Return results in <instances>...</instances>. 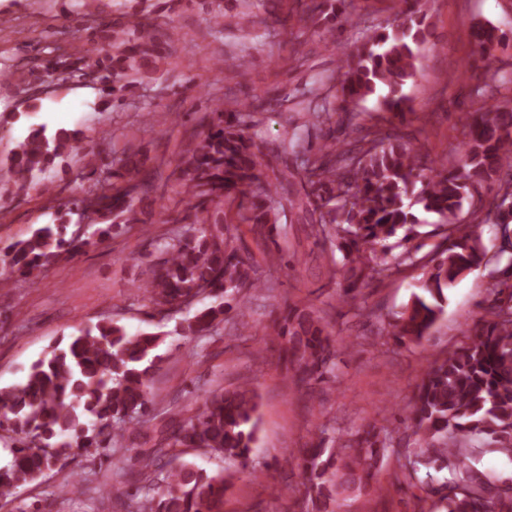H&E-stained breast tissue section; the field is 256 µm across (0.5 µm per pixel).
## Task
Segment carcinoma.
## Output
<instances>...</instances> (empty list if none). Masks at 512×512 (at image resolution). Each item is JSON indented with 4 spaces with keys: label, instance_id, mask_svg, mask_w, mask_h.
Instances as JSON below:
<instances>
[{
    "label": "carcinoma",
    "instance_id": "1",
    "mask_svg": "<svg viewBox=\"0 0 512 512\" xmlns=\"http://www.w3.org/2000/svg\"><path fill=\"white\" fill-rule=\"evenodd\" d=\"M338 18L336 0L306 6L298 22L329 25ZM491 23L471 30L476 52L484 54L503 37ZM432 25L420 10L400 9L393 22L364 32L362 43L339 58L338 124L353 138H336L328 129L316 152L300 147L297 134L283 138L295 167L280 169L275 156L263 153L255 138L253 112L263 107L240 103L226 112L208 113L206 129L182 150L174 175L178 210L161 208V223L172 228L154 240L155 259L140 283L149 306L163 312L199 294L213 299L186 319L184 331L207 336L225 316L244 317L239 295L261 287L257 266L241 254L236 237L224 225V201H238L240 223L261 239L272 235L281 218L305 224L322 253L342 256L339 272L345 294L355 300L359 288L383 281L403 266H420L422 277L408 303L392 314L394 338L420 343L445 314L448 288L481 267L489 269L488 305L475 323L474 337L434 360L417 384L402 436L382 427L358 431L346 439H311L298 455L304 473L307 512H341L345 496L361 492L383 467L388 449L415 446L411 472L447 470L448 477L429 492L444 512H512V478L500 482L484 471L474 442H488L512 462V103L494 95L498 79L473 90L477 108L459 164L436 165L413 144L410 133L393 125L359 121L351 110L380 91L384 111L402 117L411 110L402 88L422 62ZM154 36L131 19L112 38L110 49L91 53L62 51L46 60L40 83H66L92 77L100 91L115 100L136 80L157 51ZM308 122L327 125V104L307 108ZM28 113L12 119L28 129L7 163L0 184L10 196L25 194L43 182L41 194L53 207L75 214L70 224H40L30 235L0 254V288H17L51 266L70 261L86 247L126 233L140 223L137 204L155 193L154 174L140 151L100 159L92 151L76 178L83 194L57 198L49 180L56 159L80 149L78 133L31 125ZM439 217L435 229L421 233L418 211ZM492 232L486 244L480 228ZM403 248L390 264L378 254L391 248L399 231ZM440 235L430 258L420 257L421 235ZM280 351L297 383L327 382L336 377V354L328 324L316 312L289 307L283 325L274 329ZM162 334L131 333L112 320L58 343L30 368L24 383L0 387V431L16 436L12 458L0 466V501L37 481L50 460L77 448L117 451L120 431L141 428L149 420V385L161 362ZM169 423L153 447L137 458L139 474L161 478V492L135 499L130 512H224L232 484L228 471L209 472L181 458L184 448H202L226 460L247 463L259 437V402L248 385L205 392L185 419L171 409Z\"/></svg>",
    "mask_w": 512,
    "mask_h": 512
}]
</instances>
